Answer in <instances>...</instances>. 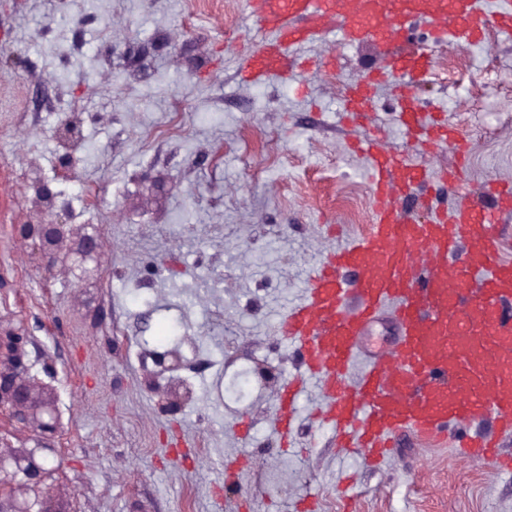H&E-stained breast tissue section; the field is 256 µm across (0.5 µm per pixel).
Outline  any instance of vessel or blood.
Listing matches in <instances>:
<instances>
[{
  "mask_svg": "<svg viewBox=\"0 0 512 512\" xmlns=\"http://www.w3.org/2000/svg\"><path fill=\"white\" fill-rule=\"evenodd\" d=\"M258 32L239 76L274 82L310 42L338 34L349 46L382 54V67L352 83L351 121L376 111L373 89L398 82L397 116L409 137L432 149H457L451 127L423 125L415 88L425 84L434 50L468 47L492 30L512 38V8L486 11L482 0H248ZM425 42L415 41L417 26ZM368 160L373 218L354 238L328 250L310 270L302 298L287 307L276 333L299 356L302 372L278 393L275 423L288 433L298 419L306 379L327 399L325 421L339 447L380 464L408 433L440 443L456 431L455 451L492 470L512 468L497 452L512 434V258L501 223L512 215V183L489 184L450 211L420 218L406 200L455 188L464 168L435 169L398 157L373 134L351 145ZM391 312L389 343L365 352L371 328ZM365 366L349 374L357 360Z\"/></svg>",
  "mask_w": 512,
  "mask_h": 512,
  "instance_id": "b4317fda",
  "label": "vessel or blood"
}]
</instances>
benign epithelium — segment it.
Here are the masks:
<instances>
[{
	"label": "benign epithelium",
	"instance_id": "7a95c632",
	"mask_svg": "<svg viewBox=\"0 0 512 512\" xmlns=\"http://www.w3.org/2000/svg\"><path fill=\"white\" fill-rule=\"evenodd\" d=\"M36 203L47 219L25 222L13 227L14 234L29 241L41 264L49 273L59 267L68 277L85 287L97 281L99 257L104 240L98 229L69 222L68 205L55 210L57 193L46 180H38ZM31 336L25 328L0 319V414H7L11 425L26 433L23 444L15 446L6 434H0V491L18 483L40 487L48 478L43 462L57 453L53 438L60 430L58 411L44 405L36 386H47L33 374L36 362L27 346ZM143 361L161 373L178 371L184 366L179 349L148 348ZM0 512H59L57 494L34 501L28 497L0 494Z\"/></svg>",
	"mask_w": 512,
	"mask_h": 512
}]
</instances>
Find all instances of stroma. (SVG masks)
Listing matches in <instances>:
<instances>
[{"label":"stroma","instance_id":"35a3bbf8","mask_svg":"<svg viewBox=\"0 0 512 512\" xmlns=\"http://www.w3.org/2000/svg\"><path fill=\"white\" fill-rule=\"evenodd\" d=\"M1 26L12 37L0 55L26 66L0 74V162L15 187L0 213V317L23 324L31 353L54 363L66 512H299L306 497L316 512H512V472L461 459L452 441L401 435L380 469L337 451L315 380L284 439L274 426L284 380L243 399L230 390L260 363L297 375L275 322L336 245L330 226L349 237L371 218L366 161L348 151L363 128L343 125L342 112L346 87L379 66L376 49L333 34L303 53L333 70L245 84L253 25L241 0H0ZM375 97L368 125L399 156L454 163L404 134L391 84ZM419 106L467 146L463 184L435 204L512 182V40L436 48ZM64 120L81 137L60 179ZM34 176L106 241L99 326L81 314V288L47 278L12 233L37 217ZM171 314L193 339L183 354L206 364L185 372L192 398L174 413L146 387L137 345L164 335ZM229 458L242 474L226 486Z\"/></svg>","mask_w":512,"mask_h":512}]
</instances>
